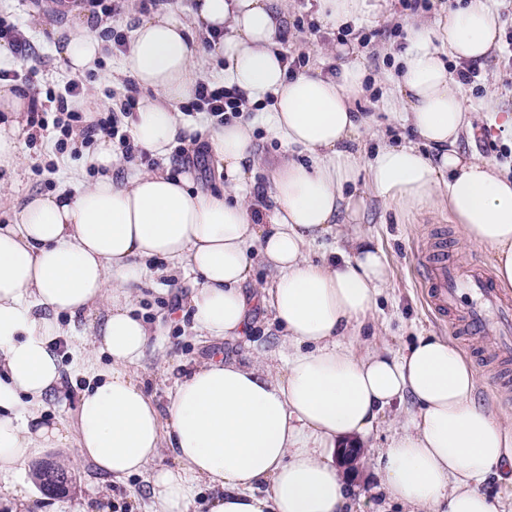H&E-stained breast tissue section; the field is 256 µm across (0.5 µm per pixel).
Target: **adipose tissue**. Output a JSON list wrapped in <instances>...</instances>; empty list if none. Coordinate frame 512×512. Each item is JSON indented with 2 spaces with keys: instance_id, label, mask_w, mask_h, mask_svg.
I'll use <instances>...</instances> for the list:
<instances>
[{
  "instance_id": "adipose-tissue-1",
  "label": "adipose tissue",
  "mask_w": 512,
  "mask_h": 512,
  "mask_svg": "<svg viewBox=\"0 0 512 512\" xmlns=\"http://www.w3.org/2000/svg\"><path fill=\"white\" fill-rule=\"evenodd\" d=\"M378 9L374 0H318L334 29ZM499 12L498 0H459L446 21L414 27L389 108L415 139L382 144L367 160L359 145L375 130L353 110L366 72L354 62L333 78L308 66L289 72L278 41L287 0H197L188 22L168 10L141 17L115 79L142 91L126 121L156 167L118 178L120 155L100 139L85 159L93 179L32 196L0 225V495L26 507L24 465L45 449L72 448L113 480L146 476L156 512H196L205 486L215 491L208 512H349L350 480L334 452L397 410L403 421L376 455L392 502L403 512H506L486 485L493 475L512 484V421L478 404L476 375L448 339L420 336L397 353L375 347L388 266L347 191L362 165L383 201L447 210L462 243L487 246L497 283L512 288V174L460 152L479 117L446 64L490 57ZM213 31L218 39L203 47L200 34ZM106 45L81 21L58 56L82 79ZM219 62L256 108L254 121L208 127L179 111L206 64ZM32 105L21 82L0 81V199L29 162ZM258 123L284 144L269 209L254 194ZM201 138L224 171L215 192L172 169L174 147ZM331 235L334 259L313 260ZM256 257L272 282L249 285ZM152 258L193 274L187 308L200 335L244 337L255 303L281 332L274 352L190 368L163 415L140 371L150 329L131 307ZM99 307L107 315L86 354L97 380L79 395L76 424L47 420L46 400L63 384L59 316ZM104 356L111 364L102 369ZM164 448L174 466H156Z\"/></svg>"
}]
</instances>
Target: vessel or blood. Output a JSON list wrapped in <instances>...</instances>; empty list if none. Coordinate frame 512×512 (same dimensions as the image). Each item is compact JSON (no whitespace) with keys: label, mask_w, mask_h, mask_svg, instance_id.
<instances>
[{"label":"vessel or blood","mask_w":512,"mask_h":512,"mask_svg":"<svg viewBox=\"0 0 512 512\" xmlns=\"http://www.w3.org/2000/svg\"><path fill=\"white\" fill-rule=\"evenodd\" d=\"M417 259L427 272L429 304L441 316L453 319L459 333L473 336L496 331L498 352L512 354V304L504 302L479 270L460 271L449 264L443 241L420 247Z\"/></svg>","instance_id":"obj_1"}]
</instances>
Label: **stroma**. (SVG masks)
<instances>
[{"instance_id": "obj_1", "label": "stroma", "mask_w": 512, "mask_h": 512, "mask_svg": "<svg viewBox=\"0 0 512 512\" xmlns=\"http://www.w3.org/2000/svg\"><path fill=\"white\" fill-rule=\"evenodd\" d=\"M448 4L449 0H424L412 8L403 0H391L390 12L368 17L356 25L353 34L343 36L316 23L317 0H292L284 47L289 56H306L309 64L327 74L334 73L339 64L355 62L369 75L395 76L399 73L397 56L411 36L407 18L419 13L440 20L447 16ZM88 13V6L83 4L61 11L50 0H0V16L21 27L29 42L27 50L15 53L13 71L27 77L26 87L42 101L43 111L51 109L45 101L47 91L71 79L54 52L52 35L71 27L77 16ZM300 18L305 21L301 30L295 26ZM326 45L337 46V53L319 55V48ZM479 71L478 81L463 88L466 103L476 104L487 85L492 84L497 88L501 110L512 113V45L502 44ZM56 139V132L50 128L26 141L25 151L31 161L16 175V199L56 191L67 173L79 167V160L56 154ZM460 146L467 152L477 151L493 164L512 168V137L499 128L480 126L471 137L462 139ZM356 190L364 203L361 229L380 245L388 263V285L375 313L381 326L379 347L398 352L421 335L447 338L474 361L477 401L496 415L512 418V357L492 358L493 334L464 340L453 332L448 321L432 311L427 302L426 271L415 258L418 246L434 241L441 232L448 239V261L460 270L473 265L491 270L490 251L475 242L461 245L447 211L424 203L403 208L385 205L362 177L357 180ZM190 291L191 285L183 276L159 277L142 287L135 302L136 314L159 329L143 364L148 372L145 388L162 410L169 403L176 381L195 363L218 361L230 355L245 360L261 348H274L278 340L268 310L259 305L251 311L250 329L244 338L232 341L194 336L189 329L190 320L181 309V302ZM44 457L64 467L71 482L62 495L37 492L28 512H151L150 491L140 477H131L125 485L116 486L89 464L75 459L73 451L51 448ZM351 484L357 512H392L394 505L379 492V478L369 459L359 462Z\"/></svg>"}]
</instances>
